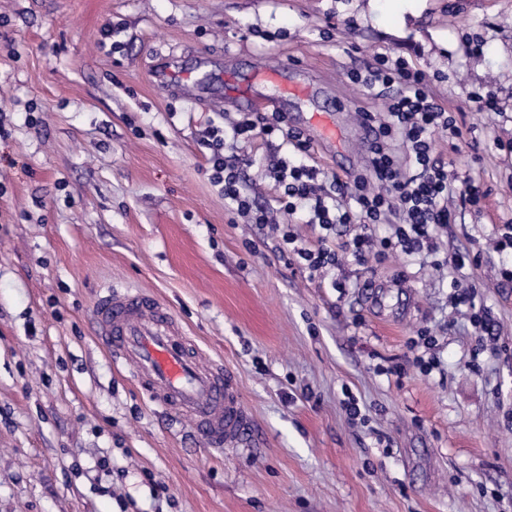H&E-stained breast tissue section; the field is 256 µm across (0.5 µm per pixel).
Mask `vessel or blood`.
<instances>
[{
	"mask_svg": "<svg viewBox=\"0 0 512 512\" xmlns=\"http://www.w3.org/2000/svg\"><path fill=\"white\" fill-rule=\"evenodd\" d=\"M99 340L131 366L162 409L195 418L214 450L258 444L253 417L243 412L233 376L223 365H201L183 341L169 307L140 291L108 290L94 307Z\"/></svg>",
	"mask_w": 512,
	"mask_h": 512,
	"instance_id": "vessel-or-blood-1",
	"label": "vessel or blood"
}]
</instances>
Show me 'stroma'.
Instances as JSON below:
<instances>
[{
  "label": "stroma",
  "mask_w": 512,
  "mask_h": 512,
  "mask_svg": "<svg viewBox=\"0 0 512 512\" xmlns=\"http://www.w3.org/2000/svg\"><path fill=\"white\" fill-rule=\"evenodd\" d=\"M383 54L425 73L463 132L435 153L484 197L455 198L437 254L312 279L233 218L198 139L281 95L289 126L330 127L311 138L323 179L361 171L357 113L385 98L347 74ZM487 91L497 111L475 110ZM0 126V512H512V0H0ZM237 151L273 203V146ZM457 281L491 321L484 350ZM111 287L155 295L223 363L257 447L214 452L155 405L96 338Z\"/></svg>",
  "instance_id": "35a3bbf8"
}]
</instances>
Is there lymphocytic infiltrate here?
Wrapping results in <instances>:
<instances>
[{
    "label": "lymphocytic infiltrate",
    "instance_id": "obj_1",
    "mask_svg": "<svg viewBox=\"0 0 512 512\" xmlns=\"http://www.w3.org/2000/svg\"><path fill=\"white\" fill-rule=\"evenodd\" d=\"M349 79L388 98L385 112L360 115L362 126L371 129L373 137L366 145L369 165L353 182L336 178L323 184L319 170L309 163V137L290 128L281 112H244L225 125L208 124L199 140L201 148L210 152L211 180L221 185L234 212L259 227H271L278 235V251L303 260L313 277L338 262L337 225L360 226V233L347 247L363 265L372 257L384 260L394 251L410 255L432 249L435 229L456 217L449 199L460 195L476 204L482 198L474 180L455 183L445 162L433 153L436 138L453 142L460 139L461 131L452 115L428 94L422 72L411 69L403 59L383 56L365 71L351 72ZM257 136L269 142L280 140L284 149L270 160V174L280 190L272 208L258 204L242 186V171L249 160L235 148ZM397 139L407 148L406 161H399L393 152ZM278 211L310 225L317 235L315 248L297 246L287 224L275 221ZM390 214L399 217L393 233L376 237L375 225Z\"/></svg>",
    "mask_w": 512,
    "mask_h": 512
}]
</instances>
